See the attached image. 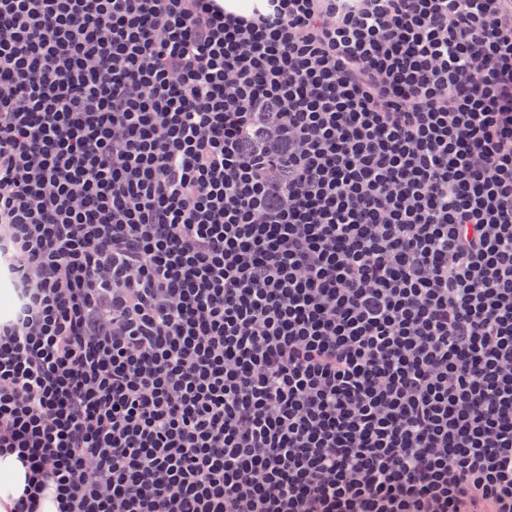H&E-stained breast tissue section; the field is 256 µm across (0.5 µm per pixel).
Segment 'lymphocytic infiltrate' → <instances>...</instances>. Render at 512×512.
<instances>
[{
	"label": "lymphocytic infiltrate",
	"mask_w": 512,
	"mask_h": 512,
	"mask_svg": "<svg viewBox=\"0 0 512 512\" xmlns=\"http://www.w3.org/2000/svg\"><path fill=\"white\" fill-rule=\"evenodd\" d=\"M0 0L9 512H512V0ZM24 484V469L16 461L15 456H0V512H5L1 501H8V496H17Z\"/></svg>",
	"instance_id": "1"
}]
</instances>
